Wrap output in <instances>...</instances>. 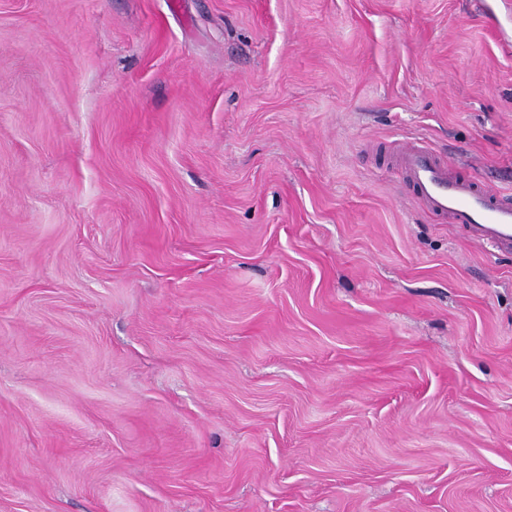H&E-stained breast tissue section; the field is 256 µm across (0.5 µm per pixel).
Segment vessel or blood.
Masks as SVG:
<instances>
[{
    "mask_svg": "<svg viewBox=\"0 0 512 512\" xmlns=\"http://www.w3.org/2000/svg\"><path fill=\"white\" fill-rule=\"evenodd\" d=\"M396 165L429 212L452 224L469 225L490 246L512 248V204L503 201L501 192L459 176L420 141L403 142Z\"/></svg>",
    "mask_w": 512,
    "mask_h": 512,
    "instance_id": "vessel-or-blood-1",
    "label": "vessel or blood"
}]
</instances>
